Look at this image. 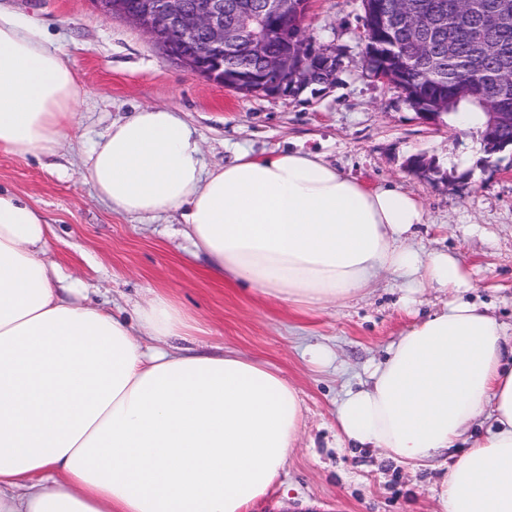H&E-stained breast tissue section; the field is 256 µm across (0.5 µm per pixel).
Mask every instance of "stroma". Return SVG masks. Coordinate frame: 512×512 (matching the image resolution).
Segmentation results:
<instances>
[{
    "label": "stroma",
    "instance_id": "stroma-1",
    "mask_svg": "<svg viewBox=\"0 0 512 512\" xmlns=\"http://www.w3.org/2000/svg\"><path fill=\"white\" fill-rule=\"evenodd\" d=\"M0 10L41 23L64 50L81 86L75 123L51 156L0 150V189L23 198L51 224L45 258L63 282L78 281L89 302L135 322L152 291H170L205 326L206 351L234 349L267 361L301 391L305 428L277 484L250 512H435L431 489L446 469L410 470L339 437L336 406L350 385L411 325L442 309L452 294L426 290L404 306L399 282L382 278L374 292L343 306L299 312L207 273L183 234L180 212L139 219L95 198L82 160L112 122L138 106H166L202 142L213 168L245 148L254 155L297 146L323 154L346 174L375 187L394 183L419 198L426 222L418 246L459 257L470 283L464 299L487 306L512 326V151L484 162L479 144L457 126L426 123L393 84L366 67L361 0H310L302 24L314 44L336 50L341 67L331 88L296 98L245 95L167 61L132 22L104 20L89 0H0ZM434 160L440 175L409 173V158ZM468 178L445 180L453 162ZM332 360L309 363L307 350Z\"/></svg>",
    "mask_w": 512,
    "mask_h": 512
}]
</instances>
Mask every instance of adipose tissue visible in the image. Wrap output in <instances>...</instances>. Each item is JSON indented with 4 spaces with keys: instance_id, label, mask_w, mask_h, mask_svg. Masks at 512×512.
I'll return each mask as SVG.
<instances>
[{
    "instance_id": "obj_1",
    "label": "adipose tissue",
    "mask_w": 512,
    "mask_h": 512,
    "mask_svg": "<svg viewBox=\"0 0 512 512\" xmlns=\"http://www.w3.org/2000/svg\"><path fill=\"white\" fill-rule=\"evenodd\" d=\"M79 95L70 59L0 12V150L55 152ZM201 154L178 112L145 106L95 143L83 176L119 214L181 212L214 277L294 309L361 298L385 274L412 295L468 285L456 256L418 247L424 207L398 185L367 187L301 148L210 170ZM47 236L0 191V512H248L298 444V389L263 361L195 350L201 328L169 294L135 327L64 296ZM480 420L440 512H512V346L465 301L400 335L336 409L346 441L412 467Z\"/></svg>"
}]
</instances>
